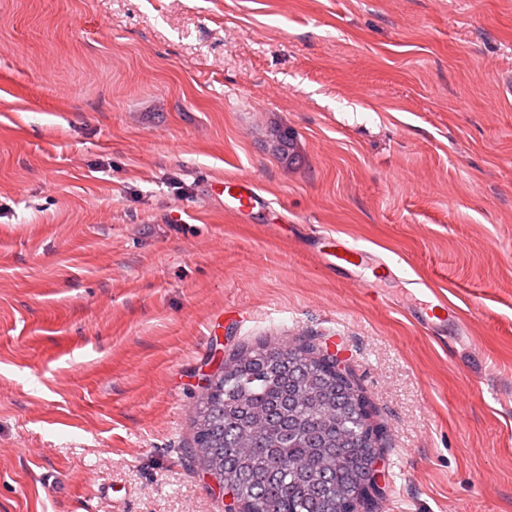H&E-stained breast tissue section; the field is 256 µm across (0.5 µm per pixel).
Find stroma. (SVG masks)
<instances>
[{
	"mask_svg": "<svg viewBox=\"0 0 512 512\" xmlns=\"http://www.w3.org/2000/svg\"><path fill=\"white\" fill-rule=\"evenodd\" d=\"M508 71L512 0H0V512H224L204 380L299 340L385 430L366 512H512ZM332 231L400 275L320 268ZM220 192L224 195V212L239 221L251 215L256 208L268 204L261 195L255 181L249 177H226L221 183ZM426 288H420L426 300L421 315L418 318L419 325L436 338L443 336L446 322L449 319L462 321L460 308L453 304L441 288H435L429 283L423 282Z\"/></svg>",
	"mask_w": 512,
	"mask_h": 512,
	"instance_id": "1",
	"label": "stroma"
}]
</instances>
